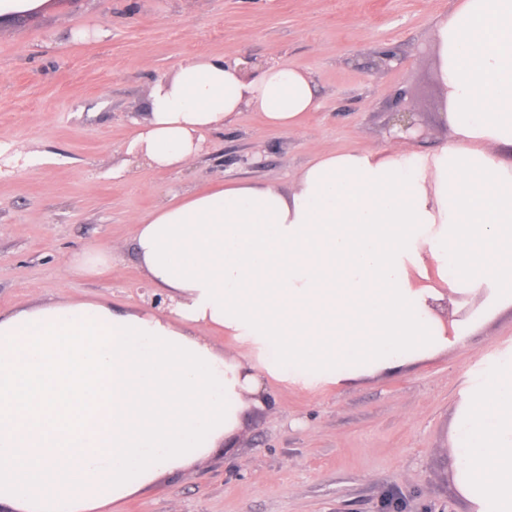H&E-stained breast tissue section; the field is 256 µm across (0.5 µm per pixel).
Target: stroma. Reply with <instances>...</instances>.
I'll return each mask as SVG.
<instances>
[{"label": "stroma", "instance_id": "1", "mask_svg": "<svg viewBox=\"0 0 512 512\" xmlns=\"http://www.w3.org/2000/svg\"><path fill=\"white\" fill-rule=\"evenodd\" d=\"M457 0H47L0 18V141L39 162L0 178V311L106 297L148 306L132 251L135 218L169 191L221 179L288 185L315 154L385 146L391 112L414 113L415 145L447 141L432 47ZM282 60L315 79L320 108L301 128H266L244 109L179 172L136 167L125 146L152 87L184 59ZM90 244L118 245L102 277L63 275ZM512 350V313L432 359L347 389L267 381L231 450L217 449L121 512H470L450 465V429L469 380Z\"/></svg>", "mask_w": 512, "mask_h": 512}]
</instances>
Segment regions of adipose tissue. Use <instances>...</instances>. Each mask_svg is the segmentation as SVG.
Instances as JSON below:
<instances>
[{
	"instance_id": "ef3b65f1",
	"label": "adipose tissue",
	"mask_w": 512,
	"mask_h": 512,
	"mask_svg": "<svg viewBox=\"0 0 512 512\" xmlns=\"http://www.w3.org/2000/svg\"><path fill=\"white\" fill-rule=\"evenodd\" d=\"M435 43L450 129L437 148L397 140L319 154L288 188L175 193L133 237L165 306L0 312V512H118L235 447L265 379L350 387L512 311V0H460ZM319 107L287 62L191 57L155 84L126 151L178 171L243 109L294 131ZM450 438L471 512H512V356L472 380Z\"/></svg>"
}]
</instances>
